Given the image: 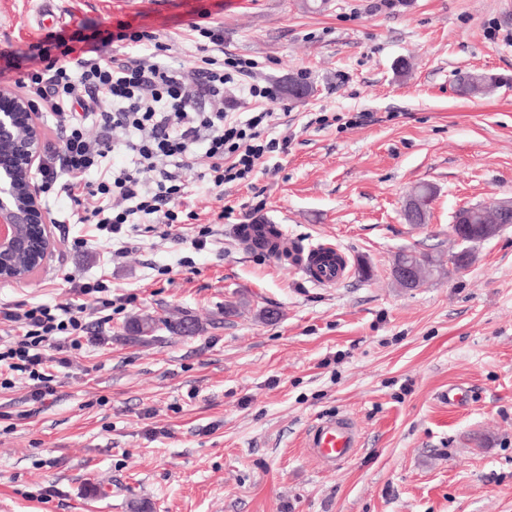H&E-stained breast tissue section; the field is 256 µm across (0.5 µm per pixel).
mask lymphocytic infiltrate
Returning <instances> with one entry per match:
<instances>
[{
  "mask_svg": "<svg viewBox=\"0 0 512 512\" xmlns=\"http://www.w3.org/2000/svg\"><path fill=\"white\" fill-rule=\"evenodd\" d=\"M188 27L201 38L188 68L165 62L170 46L155 32L120 21L100 38L78 29L48 31L29 46L42 68L14 79L56 117L63 154L59 166L43 167V179L73 202L96 198L85 220L106 242H121L137 225L154 220L168 227L179 223L192 180L217 187L248 181L256 160L288 151L287 138L274 134L276 112H240L224 102L229 85L246 98L275 99V91L255 78L258 62L225 52L222 33L208 13H195ZM114 43L132 50V57H104V47ZM90 118L103 130L99 138L86 131ZM111 153L126 156L127 164L104 167ZM147 170L154 174L149 183L141 178ZM94 171L98 181L86 182ZM116 197L124 200L123 208L113 207ZM70 288L77 300L64 306L0 304V322L8 326L0 336V388L22 380L31 401L45 403L55 393L54 369L66 366L71 352L83 347L88 311L98 313L105 325L129 302L128 296H113L101 277L71 282Z\"/></svg>",
  "mask_w": 512,
  "mask_h": 512,
  "instance_id": "obj_1",
  "label": "lymphocytic infiltrate"
}]
</instances>
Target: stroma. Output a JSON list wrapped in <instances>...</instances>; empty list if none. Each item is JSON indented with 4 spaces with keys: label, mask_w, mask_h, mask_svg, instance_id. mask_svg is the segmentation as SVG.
Wrapping results in <instances>:
<instances>
[{
    "label": "stroma",
    "mask_w": 512,
    "mask_h": 512,
    "mask_svg": "<svg viewBox=\"0 0 512 512\" xmlns=\"http://www.w3.org/2000/svg\"><path fill=\"white\" fill-rule=\"evenodd\" d=\"M136 2L53 6L71 29L148 27L186 67L185 25L206 9L225 52L260 63V83L300 77L317 93L271 102L288 151L260 158L253 184L195 182L193 219L131 232L125 256L46 193L54 250L32 282L0 283V302L64 305L66 278L101 276L132 301L89 325L91 344L56 371L45 405L23 382L0 390V512H512V226L479 244L468 270L448 264L456 210L512 196V0ZM38 3L0 0V48L15 51L1 68L38 67L28 55L42 35ZM466 71L500 83L462 97ZM320 112L371 119L321 126ZM422 183L435 190L429 219L406 223ZM259 219L336 244L350 277L321 287L245 250L236 228ZM204 227L213 236L199 251ZM67 235L89 244L67 248ZM404 250L431 254L439 276L399 287L391 267ZM230 299L246 311L225 317ZM266 309L278 319L264 321ZM177 311L203 332L127 339L130 318ZM452 385L470 390L466 406L449 408ZM331 417L361 437L335 467L305 446Z\"/></svg>",
    "instance_id": "stroma-1"
}]
</instances>
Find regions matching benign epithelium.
<instances>
[{"mask_svg":"<svg viewBox=\"0 0 512 512\" xmlns=\"http://www.w3.org/2000/svg\"><path fill=\"white\" fill-rule=\"evenodd\" d=\"M39 106L15 89L0 85V282L21 284L31 274L10 276L4 268L15 255L38 247L44 257L52 251L49 224L52 223L45 206L43 185L37 172L45 162L46 141L38 120ZM31 224L32 234L19 231V225ZM471 225L459 226L457 239L463 248L448 257V264L466 269L475 258ZM396 275L407 286L416 285L423 277L421 268L402 260L396 266Z\"/></svg>","mask_w":512,"mask_h":512,"instance_id":"benign-epithelium-1","label":"benign epithelium"}]
</instances>
